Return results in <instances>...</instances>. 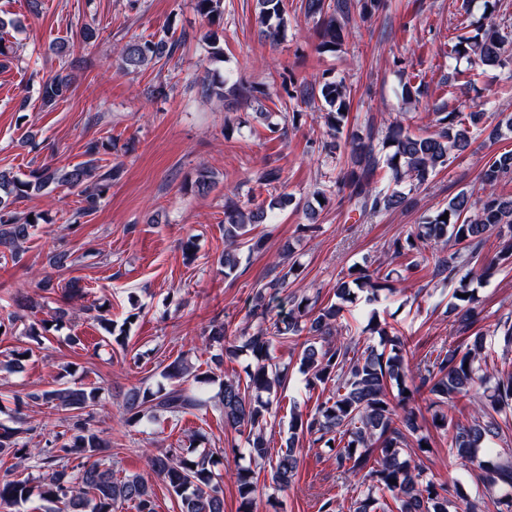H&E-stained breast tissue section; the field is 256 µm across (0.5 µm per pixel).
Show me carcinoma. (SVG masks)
<instances>
[{"instance_id":"obj_1","label":"carcinoma","mask_w":512,"mask_h":512,"mask_svg":"<svg viewBox=\"0 0 512 512\" xmlns=\"http://www.w3.org/2000/svg\"><path fill=\"white\" fill-rule=\"evenodd\" d=\"M381 6L382 0H304V14L319 24L320 50L337 52L352 10L357 8L369 16ZM195 9L213 24L223 21V0H195ZM257 10L262 35L276 41L288 25L283 0H257ZM507 29L490 17L483 32L454 43L449 53L475 56L490 67H511ZM177 48L178 42L165 38L134 39L120 50L119 65L137 73L152 60L172 56ZM70 87V75L55 74L41 85L42 103L54 104ZM319 95L330 108L326 118L329 140L322 148L336 160L339 172L318 198L345 192L361 218L404 206L409 193L448 168L470 144L469 125L486 119L494 122L493 132L503 127L512 132L510 114L438 111L429 133L417 134L400 123H391L381 138L370 136L364 141L345 130L350 102L345 80H325ZM112 148L110 139L90 141L84 151L87 160L69 168L43 165L21 176L0 171V249L14 260L20 257L22 245L41 216L21 217L10 205L34 192L56 185L80 188L86 194V212H92L97 199L120 174L117 166L99 172V155ZM509 181L512 149L493 156L472 189L460 191L406 236L387 244L393 261L432 249L433 277L450 285L448 306L456 316L451 340L427 353L415 369H408L406 363L411 352L408 338L387 330L375 309L369 312L368 331L379 337V345H362L351 336L338 334V321L355 292L364 293L371 304L380 302L382 293L395 292L390 273H381L379 267L355 266L348 279L337 283L336 302L318 308L317 301L305 296L286 310L280 290L296 270L291 264L254 293L249 311L251 331L241 332L246 337L244 345L228 339L224 322L212 321L207 341L219 349L213 355V367L197 374L183 357H177L164 368L163 376L172 381L169 389H131L124 395L122 422L141 426L160 416L178 421L208 406L211 398L203 396L199 385L216 381L224 358L247 350L253 366L246 371V378L225 377L214 399L224 429L244 437L249 460L268 469L275 489L292 483L298 467L297 443L307 437L314 444L336 449L341 478L357 480L346 488L349 497L325 498L318 512H476V503L459 492L457 483H438L408 459L412 447L430 452L425 447L430 436L423 433L420 422V404L424 403L434 409V428L448 433L449 450L474 476L477 497L491 505L492 512H512V450L487 447L502 437L499 418L512 414V359L495 360L486 345V336L491 334L503 337L504 345L512 347V315L499 319L491 331L481 326L483 317L475 306L468 270L493 236L499 239L500 250L483 267V275H491L500 264L512 263V194L505 197L501 191ZM292 201L282 193L266 206L244 209L233 201L224 204V251L218 258L224 277L236 272L239 253L262 249L263 237L255 234V229L273 223L275 212ZM445 214L446 220L442 219ZM61 290L58 322L68 315L72 301L84 295L77 279L67 281ZM92 310L96 311L92 320L105 338L125 346L126 329L117 327L101 308H85ZM288 342L297 349L306 389L319 387L326 396L310 412L291 409L287 437L273 453L266 438L267 430L277 421L272 394L288 383L275 350ZM26 354H32V348L10 351L8 359L0 361V369L21 372ZM100 396L101 388L83 382L27 394L31 402L61 415L64 430L46 440V448L28 447L33 428L22 416H10L7 424L0 422V457L13 460L7 471L15 473L12 479L0 480L1 509L12 512L36 496L41 512H122L127 506L135 512H156L152 485L138 473L115 477L103 459L112 441L94 424ZM463 399L471 405L470 421L465 424L453 414ZM188 441L185 448L146 449L151 471L180 501V512H224V475L211 469L213 452L194 446L193 434ZM28 470L39 472L38 481L23 475ZM234 482L241 499L239 512H255L259 492L256 471L239 468Z\"/></svg>"}]
</instances>
